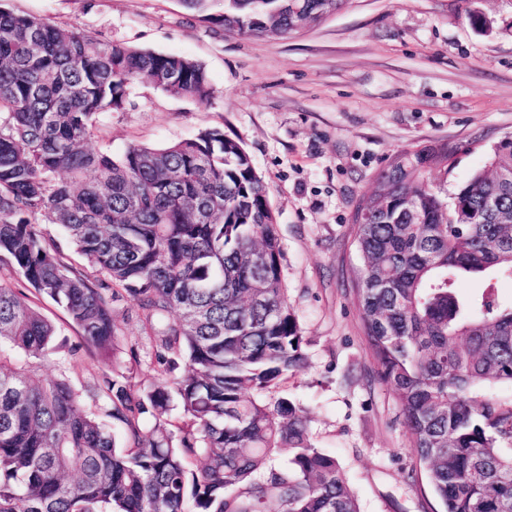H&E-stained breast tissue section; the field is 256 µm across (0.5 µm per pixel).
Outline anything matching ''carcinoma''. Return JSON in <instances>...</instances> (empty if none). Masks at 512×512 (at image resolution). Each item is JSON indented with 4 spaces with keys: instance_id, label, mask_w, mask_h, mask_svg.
<instances>
[{
    "instance_id": "obj_1",
    "label": "carcinoma",
    "mask_w": 512,
    "mask_h": 512,
    "mask_svg": "<svg viewBox=\"0 0 512 512\" xmlns=\"http://www.w3.org/2000/svg\"><path fill=\"white\" fill-rule=\"evenodd\" d=\"M183 2L228 33L287 39L348 0ZM137 81L201 103L214 94L189 58L0 10V266L62 306L89 355L112 358L85 392L108 402L121 431L84 411L67 382L11 357H46L55 327L0 283V512H185L189 496L197 512H360L336 459L311 443L304 409L248 396L306 361L270 188L248 152L219 129L116 158L88 146L98 114ZM453 153L403 149L358 198L357 297L444 512H512V408L476 396L512 384V307L495 295L512 279V181L500 180L512 138L448 196L428 175L448 172ZM37 214L62 227L84 268ZM463 277L485 288L464 297ZM124 300L155 351L149 386L134 382L137 345L117 355L112 311ZM282 448L288 462L269 465Z\"/></svg>"
}]
</instances>
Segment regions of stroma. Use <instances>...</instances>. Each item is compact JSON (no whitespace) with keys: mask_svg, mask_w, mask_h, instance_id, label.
<instances>
[{"mask_svg":"<svg viewBox=\"0 0 512 512\" xmlns=\"http://www.w3.org/2000/svg\"><path fill=\"white\" fill-rule=\"evenodd\" d=\"M477 4L488 32L467 19ZM0 9L201 63L210 102L135 83L121 107L99 114L90 144L120 156L218 128L239 141L270 187L283 247L282 281L307 360L266 393L308 417L312 444L333 455L361 512H440L412 451L396 392L377 375L357 305L361 261L352 213L387 159L402 149L454 147L455 193L512 136V0H351L296 37L238 36L198 21L182 0H0ZM40 311L57 350L31 361L38 376L82 391L108 363L73 368L82 340L56 304ZM120 346L138 345L136 378L155 360L130 303L115 306Z\"/></svg>","mask_w":512,"mask_h":512,"instance_id":"stroma-1","label":"stroma"}]
</instances>
